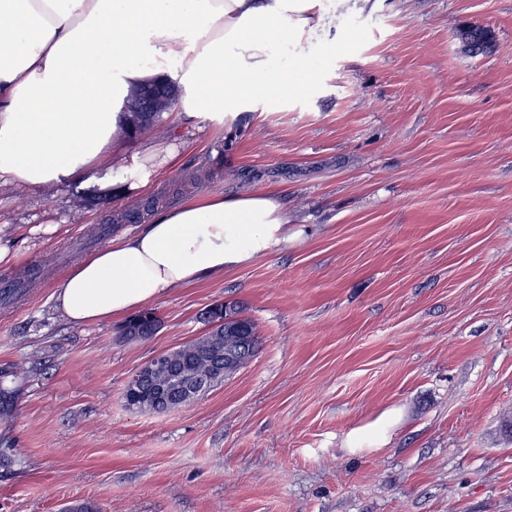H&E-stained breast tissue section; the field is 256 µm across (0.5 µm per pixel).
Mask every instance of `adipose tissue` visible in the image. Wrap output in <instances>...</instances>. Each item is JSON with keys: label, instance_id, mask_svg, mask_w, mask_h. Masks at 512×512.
<instances>
[{"label": "adipose tissue", "instance_id": "1", "mask_svg": "<svg viewBox=\"0 0 512 512\" xmlns=\"http://www.w3.org/2000/svg\"><path fill=\"white\" fill-rule=\"evenodd\" d=\"M318 0H0V178L27 189L83 179L109 150L135 88L178 56L182 111H240L276 94L267 42L319 27ZM288 240L274 193L211 196L159 213L82 260L52 298L72 323L139 311Z\"/></svg>", "mask_w": 512, "mask_h": 512}]
</instances>
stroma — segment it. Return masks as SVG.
Segmentation results:
<instances>
[{
  "label": "stroma",
  "instance_id": "1",
  "mask_svg": "<svg viewBox=\"0 0 512 512\" xmlns=\"http://www.w3.org/2000/svg\"><path fill=\"white\" fill-rule=\"evenodd\" d=\"M323 26L269 44L309 70L248 111L118 132L112 183L0 179V309L21 368L0 441V512H512V0H319ZM493 33L474 56L461 26ZM275 192L288 240L170 289L147 339L70 323L52 298L130 201L176 208ZM257 325L251 361L167 413L126 406L132 374L203 335L211 304Z\"/></svg>",
  "mask_w": 512,
  "mask_h": 512
}]
</instances>
